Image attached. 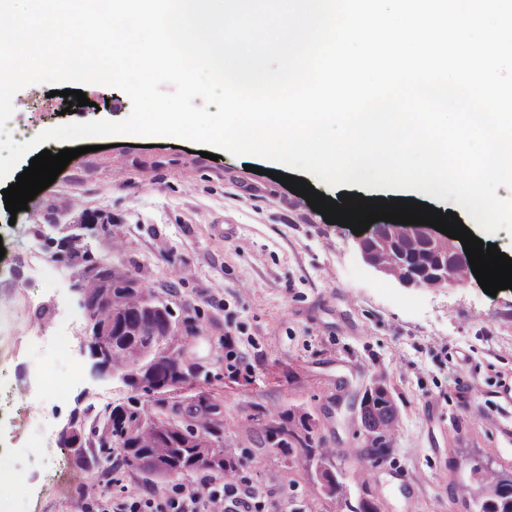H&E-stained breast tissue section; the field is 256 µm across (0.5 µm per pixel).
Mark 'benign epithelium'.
I'll list each match as a JSON object with an SVG mask.
<instances>
[{"label": "benign epithelium", "instance_id": "1", "mask_svg": "<svg viewBox=\"0 0 512 512\" xmlns=\"http://www.w3.org/2000/svg\"><path fill=\"white\" fill-rule=\"evenodd\" d=\"M360 250L366 263L376 270L395 277L405 286L420 288L448 285V279L440 274L442 266L448 262L458 266L468 263L464 251L451 238L425 225L376 224L370 234L360 240ZM132 286L133 276L114 267L94 266L83 278L80 305L90 322L88 347L95 360V368L101 372L118 367L112 363L116 357L123 360L128 368H137L161 341L159 331L144 335L143 322L127 323L123 311L117 309L115 295ZM101 308L111 310L110 321H97L96 312ZM171 434L169 427L163 431L165 436ZM173 435L181 439L183 448L213 446L207 429L202 427L194 428L185 441L182 433ZM318 476L330 496L341 503L345 501L344 485L337 481L330 468H319Z\"/></svg>", "mask_w": 512, "mask_h": 512}]
</instances>
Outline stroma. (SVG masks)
<instances>
[{"label": "stroma", "mask_w": 512, "mask_h": 512, "mask_svg": "<svg viewBox=\"0 0 512 512\" xmlns=\"http://www.w3.org/2000/svg\"><path fill=\"white\" fill-rule=\"evenodd\" d=\"M52 89L17 93L27 107L6 124L17 142L131 112L126 93L103 85L76 113L41 109L63 105ZM115 142L71 160L17 215L0 201V495L14 512H111L202 478L83 472L62 445L70 422L88 445L113 408L147 399L94 367L74 289L92 265L132 273L169 307L195 374L167 390V406L208 401L225 450L246 462L240 476L287 512L339 509L316 462L264 445V409L309 417L315 447L336 449L333 464L349 475L365 445L351 403L380 380L398 414L392 449L371 471L380 512H475L455 486L473 484L477 466L512 471V289L489 296L471 274L449 288L402 285L364 261L350 228L273 180L274 162L223 150L213 161L175 137ZM65 365L79 372L70 386L57 373Z\"/></svg>", "instance_id": "stroma-1"}]
</instances>
